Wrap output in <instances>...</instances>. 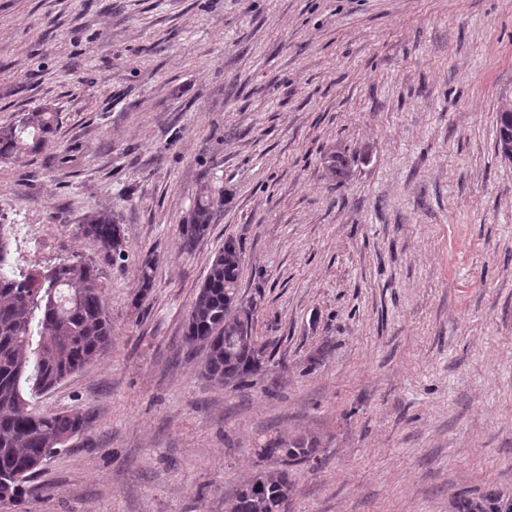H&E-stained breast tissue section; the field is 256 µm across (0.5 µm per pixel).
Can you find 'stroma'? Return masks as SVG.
I'll use <instances>...</instances> for the list:
<instances>
[{"instance_id":"obj_1","label":"stroma","mask_w":512,"mask_h":512,"mask_svg":"<svg viewBox=\"0 0 512 512\" xmlns=\"http://www.w3.org/2000/svg\"><path fill=\"white\" fill-rule=\"evenodd\" d=\"M44 105L53 143L0 163L10 262H96L112 348L35 399L90 427L0 512H224L255 448L304 433L288 512L512 491V0H0V126ZM205 184L224 208L186 251ZM101 210L124 266L79 230ZM228 237L275 351L241 388L185 357Z\"/></svg>"}]
</instances>
